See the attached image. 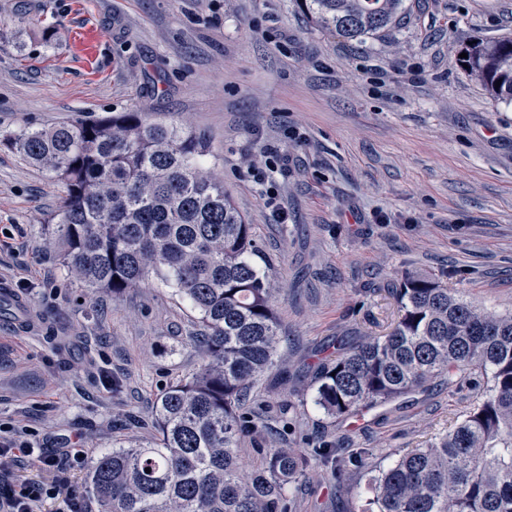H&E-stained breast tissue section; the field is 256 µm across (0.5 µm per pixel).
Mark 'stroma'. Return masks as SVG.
<instances>
[{"label": "stroma", "mask_w": 512, "mask_h": 512, "mask_svg": "<svg viewBox=\"0 0 512 512\" xmlns=\"http://www.w3.org/2000/svg\"><path fill=\"white\" fill-rule=\"evenodd\" d=\"M406 5L403 24L349 42L296 0H0V287L23 302L0 314V424L95 456L145 442L161 389L200 364L194 314L159 281L90 300L70 284L43 244L60 189L2 143L136 110L204 135L209 168L271 264L286 340L250 407L259 431L239 442L244 471L257 448L330 442L343 478L313 468L291 512H355L370 469L447 432L478 393L469 383L346 420L313 402L322 359L386 333L402 276L447 275L480 310L512 313V104L460 60L472 41L512 37V0ZM271 147L291 157L274 175L283 224L252 178Z\"/></svg>", "instance_id": "35a3bbf8"}]
</instances>
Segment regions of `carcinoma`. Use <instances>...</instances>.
Wrapping results in <instances>:
<instances>
[{
    "mask_svg": "<svg viewBox=\"0 0 512 512\" xmlns=\"http://www.w3.org/2000/svg\"><path fill=\"white\" fill-rule=\"evenodd\" d=\"M297 2L346 40L383 32L403 10V0ZM466 53L467 71L512 104V38ZM4 141L61 187L45 233L86 296L118 298L152 277L197 315L202 363L160 393L153 440L103 452L85 474L99 512H288L287 487L327 451L259 448L250 476L240 473L238 441L255 429L246 405L275 364L281 326L253 225L203 170V140L131 110ZM391 295L398 315L385 335L319 365L318 407L360 415L444 375L451 387L465 370L490 385L447 433L372 475L360 512H512V315H487L432 275L405 277Z\"/></svg>",
    "mask_w": 512,
    "mask_h": 512,
    "instance_id": "1",
    "label": "carcinoma"
}]
</instances>
